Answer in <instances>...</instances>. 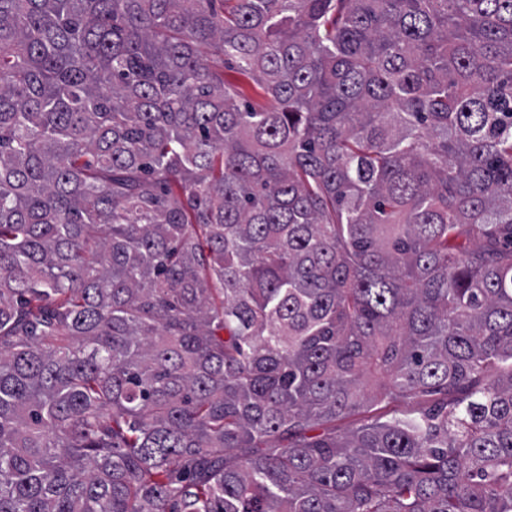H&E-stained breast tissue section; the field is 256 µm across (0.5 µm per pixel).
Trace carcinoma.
<instances>
[{
	"label": "carcinoma",
	"instance_id": "cac0c4a2",
	"mask_svg": "<svg viewBox=\"0 0 512 512\" xmlns=\"http://www.w3.org/2000/svg\"><path fill=\"white\" fill-rule=\"evenodd\" d=\"M0 512H512V0H0ZM224 81L242 92V98L252 105L268 106L269 101L263 92L246 75L231 64L224 65Z\"/></svg>",
	"mask_w": 512,
	"mask_h": 512
}]
</instances>
